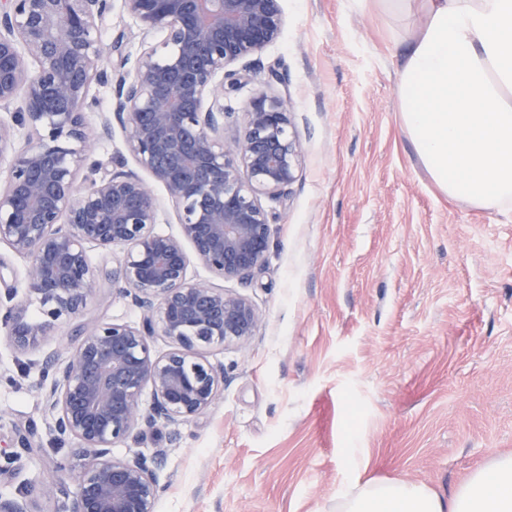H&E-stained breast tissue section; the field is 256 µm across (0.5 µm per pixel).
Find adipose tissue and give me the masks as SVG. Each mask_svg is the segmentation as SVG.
Returning <instances> with one entry per match:
<instances>
[{
    "label": "adipose tissue",
    "instance_id": "obj_1",
    "mask_svg": "<svg viewBox=\"0 0 512 512\" xmlns=\"http://www.w3.org/2000/svg\"><path fill=\"white\" fill-rule=\"evenodd\" d=\"M399 106L442 193L484 209L512 205V0H428L403 61ZM331 512H512V453L449 494L393 478L359 482Z\"/></svg>",
    "mask_w": 512,
    "mask_h": 512
}]
</instances>
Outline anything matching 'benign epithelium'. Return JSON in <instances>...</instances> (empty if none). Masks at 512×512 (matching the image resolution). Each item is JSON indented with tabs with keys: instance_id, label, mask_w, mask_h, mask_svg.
<instances>
[{
	"instance_id": "7a95c632",
	"label": "benign epithelium",
	"mask_w": 512,
	"mask_h": 512,
	"mask_svg": "<svg viewBox=\"0 0 512 512\" xmlns=\"http://www.w3.org/2000/svg\"><path fill=\"white\" fill-rule=\"evenodd\" d=\"M110 2L0 0V108L17 105L15 122L30 132L0 190V244L28 262L23 296L11 291L0 304V327L25 352L80 316L100 289L91 246L126 250L112 284L144 312L137 326L81 325L66 358L51 351L38 369L49 427L82 459L35 490L63 498L62 512H155L157 458L133 451L118 459L112 449L145 428L204 413L224 390V367L202 351L245 349L261 323L248 298L192 280L190 256L215 279L251 277L271 246L261 198L286 197L300 165L284 98H253L241 127L224 108L244 78L237 65L257 64L279 37L280 0H125L144 36L161 35L133 78L119 77L113 89L127 152L180 210L178 233L155 232L151 186L124 170L122 157L107 166L90 153L84 110L106 52L96 19ZM154 336L171 348L156 353ZM0 512L30 510L26 497L0 494Z\"/></svg>"
}]
</instances>
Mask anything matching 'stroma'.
<instances>
[{"label":"stroma","instance_id":"1","mask_svg":"<svg viewBox=\"0 0 512 512\" xmlns=\"http://www.w3.org/2000/svg\"><path fill=\"white\" fill-rule=\"evenodd\" d=\"M280 37L224 105L243 120L260 92L287 100L301 147L297 181L274 204L263 267L226 291L263 322L248 348L215 347L224 391L202 415L113 448L158 458L155 512H329L355 480L396 478L450 492L512 453V206L448 198L417 158L399 112L401 62L423 15L382 0H281ZM106 74L132 75L146 42L124 0L97 19ZM284 83H267L269 70ZM85 113L96 159L124 154L112 84ZM101 288L78 322L21 353L0 330V451L32 428L17 495L56 480L58 445L36 387L77 323L132 325L112 287L122 250L91 249Z\"/></svg>","mask_w":512,"mask_h":512}]
</instances>
